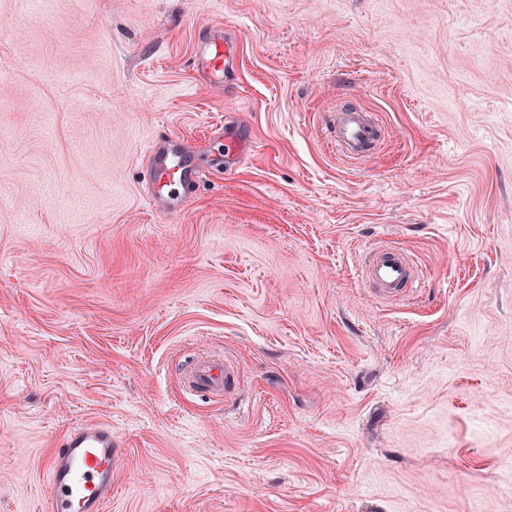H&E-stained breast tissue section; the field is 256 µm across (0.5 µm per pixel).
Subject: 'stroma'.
<instances>
[{
    "mask_svg": "<svg viewBox=\"0 0 512 512\" xmlns=\"http://www.w3.org/2000/svg\"><path fill=\"white\" fill-rule=\"evenodd\" d=\"M163 129L207 152L162 221ZM382 243L422 272L394 302ZM83 421L107 512H512V0H0V512H44ZM236 51L234 41L223 29H213L196 43L194 53L195 70L210 85L220 87L225 74L232 68ZM336 148L349 157H362L379 140L381 131L370 115L360 110H340L333 119ZM362 275L373 296L383 301L405 297L419 281L418 266L412 256L388 243L373 249L371 260ZM234 378L233 368L223 358L198 359L187 372L189 389L211 395L223 394Z\"/></svg>",
    "mask_w": 512,
    "mask_h": 512,
    "instance_id": "35a3bbf8",
    "label": "stroma"
}]
</instances>
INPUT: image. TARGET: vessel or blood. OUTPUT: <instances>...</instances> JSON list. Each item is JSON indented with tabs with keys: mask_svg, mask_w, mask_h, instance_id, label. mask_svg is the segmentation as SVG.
Masks as SVG:
<instances>
[{
	"mask_svg": "<svg viewBox=\"0 0 512 512\" xmlns=\"http://www.w3.org/2000/svg\"><path fill=\"white\" fill-rule=\"evenodd\" d=\"M236 46L223 29H214L196 43L194 66L202 79L222 86L233 64ZM337 149L344 155L364 156L381 131L370 115L360 110L337 111L333 121ZM193 149L179 137L158 134L146 151L141 183L146 200L158 217L181 211L185 194L199 180L189 157ZM362 275L373 296L383 301L405 297L419 281V270L405 250L385 243L376 246ZM234 380V370L223 358H201L187 372L189 389L223 394ZM116 450L112 427L101 422L77 425L66 433L47 459L49 512H106L112 499Z\"/></svg>",
	"mask_w": 512,
	"mask_h": 512,
	"instance_id": "obj_1",
	"label": "vessel or blood"
}]
</instances>
